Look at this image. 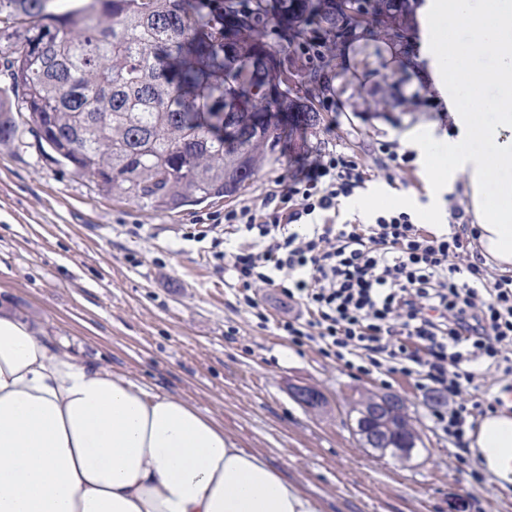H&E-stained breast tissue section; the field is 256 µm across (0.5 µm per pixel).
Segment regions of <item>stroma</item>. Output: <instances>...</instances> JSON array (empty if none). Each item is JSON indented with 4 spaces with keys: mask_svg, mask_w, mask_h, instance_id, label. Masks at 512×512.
I'll use <instances>...</instances> for the list:
<instances>
[{
    "mask_svg": "<svg viewBox=\"0 0 512 512\" xmlns=\"http://www.w3.org/2000/svg\"><path fill=\"white\" fill-rule=\"evenodd\" d=\"M370 55L361 39L328 43L331 87L344 103L316 129L286 128L276 158L256 157L239 193L169 214L99 191L95 181L52 160L30 125L21 142H0V300L76 359L109 368L214 418L240 447L263 453L317 512H512V491L493 472L456 459L433 429V402L413 380L380 381L293 346L275 323L288 302L261 289L270 323L238 309L224 276V210L263 197L277 178L299 174L326 145L354 154L364 189L339 204L340 220L372 222L409 192L415 224L446 230L452 209H469L462 183L435 186L419 162L386 174L378 141H401L431 121L447 124L441 97L413 71L390 62V41ZM378 202L367 205L369 197ZM321 390L309 409L290 395ZM395 394L420 435L411 459L364 445L350 416L355 401Z\"/></svg>",
    "mask_w": 512,
    "mask_h": 512,
    "instance_id": "obj_1",
    "label": "stroma"
}]
</instances>
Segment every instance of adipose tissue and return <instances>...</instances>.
<instances>
[{"mask_svg":"<svg viewBox=\"0 0 512 512\" xmlns=\"http://www.w3.org/2000/svg\"><path fill=\"white\" fill-rule=\"evenodd\" d=\"M418 55L450 97L449 134H405L438 183L464 181L483 255L512 269V99L458 85L457 60H488L480 84L512 87V0H425ZM472 460L512 484V410L487 411ZM0 512H317L312 500L216 421L102 366L75 361L0 306Z\"/></svg>","mask_w":512,"mask_h":512,"instance_id":"ef3b65f1","label":"adipose tissue"}]
</instances>
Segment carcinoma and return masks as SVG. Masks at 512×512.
Masks as SVG:
<instances>
[{"label":"carcinoma","instance_id":"1","mask_svg":"<svg viewBox=\"0 0 512 512\" xmlns=\"http://www.w3.org/2000/svg\"><path fill=\"white\" fill-rule=\"evenodd\" d=\"M55 2L0 0V141L25 113L57 163L156 213L238 193L283 126L321 123L317 71L288 68L300 44L404 48L411 29L407 0ZM364 425L393 445L413 434L400 407Z\"/></svg>","mask_w":512,"mask_h":512}]
</instances>
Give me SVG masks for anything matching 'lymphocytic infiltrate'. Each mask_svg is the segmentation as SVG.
Wrapping results in <instances>:
<instances>
[{"label": "lymphocytic infiltrate", "mask_w": 512, "mask_h": 512, "mask_svg": "<svg viewBox=\"0 0 512 512\" xmlns=\"http://www.w3.org/2000/svg\"><path fill=\"white\" fill-rule=\"evenodd\" d=\"M366 180L355 155L324 149L260 202L225 209V236L250 239L224 254L231 288L263 324L268 314L255 288L285 295L297 312L277 328L295 346L311 344L345 368L400 375L448 396V409L431 413L433 428L466 451L485 378L512 393V278L490 279L480 260L459 267L462 236L426 230L405 211L337 223L340 199Z\"/></svg>", "instance_id": "1"}]
</instances>
